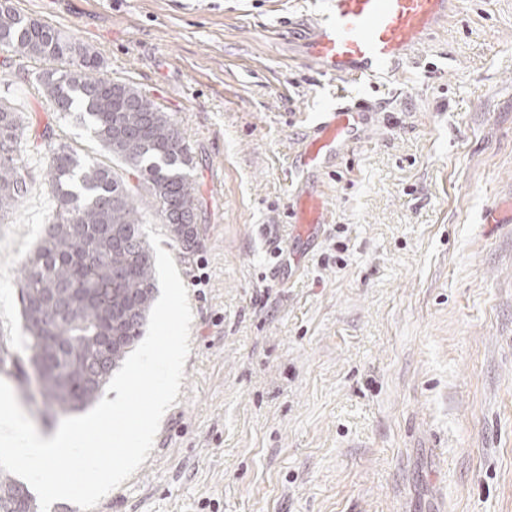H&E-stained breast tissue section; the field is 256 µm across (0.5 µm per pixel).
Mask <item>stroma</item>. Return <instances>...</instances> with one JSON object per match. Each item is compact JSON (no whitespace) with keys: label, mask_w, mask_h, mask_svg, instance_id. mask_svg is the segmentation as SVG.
<instances>
[{"label":"stroma","mask_w":512,"mask_h":512,"mask_svg":"<svg viewBox=\"0 0 512 512\" xmlns=\"http://www.w3.org/2000/svg\"><path fill=\"white\" fill-rule=\"evenodd\" d=\"M169 112L193 156L200 246L180 392L146 461L91 512H512V0H451L382 80L366 140L299 232L290 165L359 84L302 54L322 0H12ZM0 49V99L122 172ZM0 223V334L54 206L47 157Z\"/></svg>","instance_id":"obj_1"}]
</instances>
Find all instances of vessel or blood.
Instances as JSON below:
<instances>
[{
  "mask_svg": "<svg viewBox=\"0 0 512 512\" xmlns=\"http://www.w3.org/2000/svg\"><path fill=\"white\" fill-rule=\"evenodd\" d=\"M447 17L448 0H326L303 53L322 76L372 84L389 77L417 40ZM370 108L361 96L316 113L294 162L304 187L292 198L291 216L303 226L304 240L318 235L326 222L318 177L358 138Z\"/></svg>",
  "mask_w": 512,
  "mask_h": 512,
  "instance_id": "vessel-or-blood-1",
  "label": "vessel or blood"
}]
</instances>
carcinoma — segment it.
Here are the masks:
<instances>
[{"label":"carcinoma","instance_id":"carcinoma-1","mask_svg":"<svg viewBox=\"0 0 512 512\" xmlns=\"http://www.w3.org/2000/svg\"><path fill=\"white\" fill-rule=\"evenodd\" d=\"M0 48L60 66L39 82L59 115L80 113L95 137L121 160L127 177L82 160L55 142L51 124L28 129L0 102V220L28 191L22 175L27 149L48 148L47 175L55 204L19 281L28 357L0 338V363L22 377L39 374L46 412L92 405L112 372L142 337L155 298V264L141 210L149 206L182 258L199 236L198 197L188 170L191 149L171 117L129 83L100 72L89 48L0 0ZM106 354L94 369L95 354ZM0 512H37L23 484L0 470Z\"/></svg>","mask_w":512,"mask_h":512}]
</instances>
